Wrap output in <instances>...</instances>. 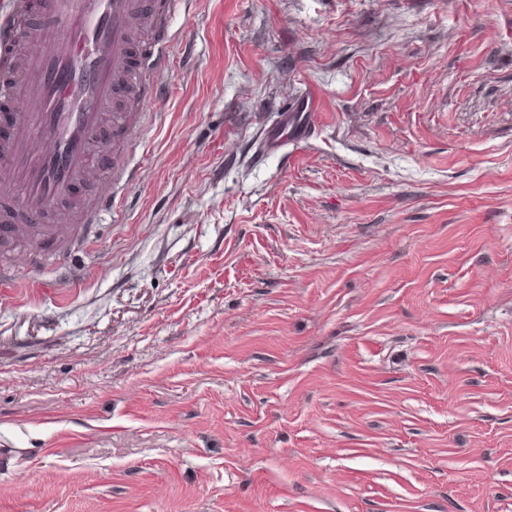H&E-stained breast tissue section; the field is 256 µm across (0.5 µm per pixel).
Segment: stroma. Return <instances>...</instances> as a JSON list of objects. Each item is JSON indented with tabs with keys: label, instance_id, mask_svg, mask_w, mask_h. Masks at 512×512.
<instances>
[{
	"label": "stroma",
	"instance_id": "35a3bbf8",
	"mask_svg": "<svg viewBox=\"0 0 512 512\" xmlns=\"http://www.w3.org/2000/svg\"><path fill=\"white\" fill-rule=\"evenodd\" d=\"M167 24L93 273L0 246V512H512V0ZM314 103L309 97L287 105L278 124L265 128L260 135V150L275 152L288 143L301 142L307 139L315 128L318 120L316 112H312Z\"/></svg>",
	"mask_w": 512,
	"mask_h": 512
}]
</instances>
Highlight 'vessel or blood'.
<instances>
[{"instance_id":"1","label":"vessel or blood","mask_w":512,"mask_h":512,"mask_svg":"<svg viewBox=\"0 0 512 512\" xmlns=\"http://www.w3.org/2000/svg\"><path fill=\"white\" fill-rule=\"evenodd\" d=\"M193 0H10L0 11V237L38 239L51 247L64 226L99 223L113 206L112 175L100 138L126 140L133 118L118 108L139 97L142 62L164 66L169 37L154 28L157 14L189 9ZM311 101L287 106L265 128L259 146L275 152L307 139L318 120ZM99 190L71 205L80 184ZM57 211L58 221L42 224Z\"/></svg>"}]
</instances>
